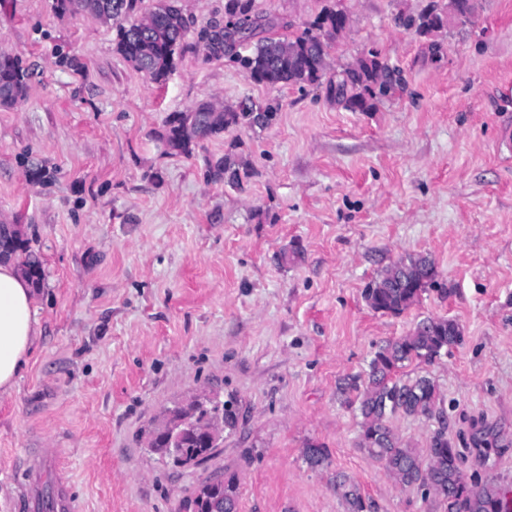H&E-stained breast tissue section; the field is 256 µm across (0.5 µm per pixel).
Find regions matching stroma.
Returning <instances> with one entry per match:
<instances>
[{
    "mask_svg": "<svg viewBox=\"0 0 512 512\" xmlns=\"http://www.w3.org/2000/svg\"><path fill=\"white\" fill-rule=\"evenodd\" d=\"M433 1L446 2L337 0L352 23L331 65L374 46L406 81L352 112L326 85L272 88L206 56L196 34L223 22L224 0H178L190 25L160 85L117 52L114 22L0 0V55L33 69L0 106V222L44 268L43 334L0 396V512H20L16 465L44 449L81 512H184L231 474L238 512H345L340 473L372 512H443L360 448L359 411L337 394L428 316L464 340L403 373L435 381L468 480L512 492V159L496 150L512 126V0H480L474 23L436 37L400 25ZM329 2L255 0L252 38L287 36ZM206 101L277 112L171 149L168 119ZM228 152L249 164L237 186L206 176ZM408 255L434 260L437 289L399 315L371 310L367 283ZM203 390L235 398L238 426L175 466L149 434ZM311 444L324 467L307 464Z\"/></svg>",
    "mask_w": 512,
    "mask_h": 512,
    "instance_id": "35a3bbf8",
    "label": "stroma"
}]
</instances>
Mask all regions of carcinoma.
Returning a JSON list of instances; mask_svg holds the SVG:
<instances>
[{
  "instance_id": "carcinoma-1",
  "label": "carcinoma",
  "mask_w": 512,
  "mask_h": 512,
  "mask_svg": "<svg viewBox=\"0 0 512 512\" xmlns=\"http://www.w3.org/2000/svg\"><path fill=\"white\" fill-rule=\"evenodd\" d=\"M139 0H56L62 13L85 12L90 15L118 20V16L133 14ZM479 8L478 0H448L436 13L434 9L418 17L404 19L408 27L429 35L440 31L456 16L463 23L471 21ZM224 15H245L254 26L259 16L254 0H225ZM348 12L343 8L326 7L316 19L288 38L268 37L250 47L247 54L235 51V46L250 40L252 30L236 38L215 25L198 34V43L212 57L232 53L252 79L266 85H319L329 68V48L342 35V26ZM187 21L180 9L172 4H161L149 14V23L143 28L118 25L116 49L137 70L155 83L163 82L174 67L184 46ZM28 71L14 58L0 57V105L13 106L24 98ZM336 101L352 112H371L377 104L393 98L399 90L394 71L372 48L367 55L347 63L329 81ZM275 113L239 112L217 109L202 103L187 112H180L167 122L166 142L169 146L189 154L198 139L217 136L224 129L239 124L267 125ZM215 179L221 177L232 184L239 183V169L231 156H224L210 171ZM0 254L21 259V267L36 283L43 277L39 256L21 239L17 230L0 228ZM438 276L435 262L428 256L401 258L385 267L363 290L366 304L376 312L399 315L419 301ZM462 330L448 318L427 317L417 323L407 335L381 346L364 373L347 375L338 382V393L343 402L358 403L362 417L361 448L381 462L396 484L417 486L424 494L438 501L444 512H512L499 487L492 482L482 485L468 482L460 466L461 452L448 439L445 427L443 400L435 382L427 376L414 379L400 376V370L412 361L431 363L461 344ZM172 419L193 421L207 413L220 414L224 428L232 430L237 417L232 405L220 400L204 408L190 401L169 409ZM401 414L435 419L440 427L434 432L427 453L401 443L389 425L391 417ZM183 456L187 460L202 461L215 449L195 431L188 429L184 437ZM328 450L321 445L306 449V461L312 468L325 465ZM336 492L346 505L347 512H366V501L358 484L344 474L336 475ZM218 507L223 512H238V484L230 477L224 484L207 481L189 502L191 512H209Z\"/></svg>"
}]
</instances>
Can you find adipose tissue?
I'll list each match as a JSON object with an SVG mask.
<instances>
[{
  "mask_svg": "<svg viewBox=\"0 0 512 512\" xmlns=\"http://www.w3.org/2000/svg\"><path fill=\"white\" fill-rule=\"evenodd\" d=\"M41 334L33 282L16 264L0 263V395H10Z\"/></svg>",
  "mask_w": 512,
  "mask_h": 512,
  "instance_id": "obj_1",
  "label": "adipose tissue"
}]
</instances>
